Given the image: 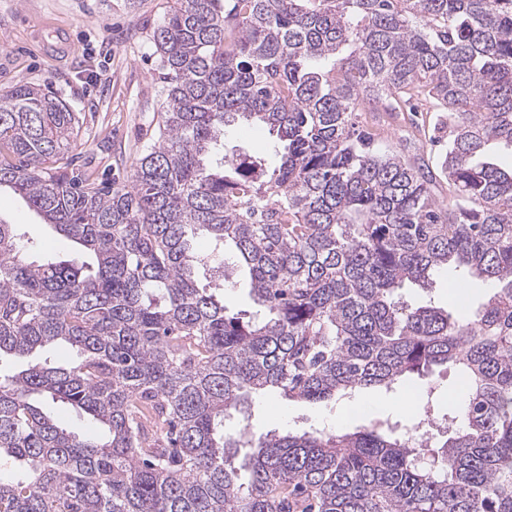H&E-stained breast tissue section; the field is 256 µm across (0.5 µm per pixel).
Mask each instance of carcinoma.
I'll return each instance as SVG.
<instances>
[{
    "label": "carcinoma",
    "instance_id": "obj_1",
    "mask_svg": "<svg viewBox=\"0 0 512 512\" xmlns=\"http://www.w3.org/2000/svg\"><path fill=\"white\" fill-rule=\"evenodd\" d=\"M152 39L162 125L129 185L76 173L62 99H0V189L80 246L32 260L0 223V512H512V167L491 157L512 151V0H173ZM430 99L443 206L353 122ZM237 116L276 135L275 166L218 153ZM213 266L246 269L261 313L199 287ZM448 268L494 294L461 318L399 298ZM59 344L76 358L3 368ZM448 363L464 396L426 439L224 434L247 393L325 400ZM43 408L60 423L76 432H85L91 426L88 417L86 415H80L72 407L61 403H53L50 400L43 403Z\"/></svg>",
    "mask_w": 512,
    "mask_h": 512
}]
</instances>
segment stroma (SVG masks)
<instances>
[{
	"label": "stroma",
	"mask_w": 512,
	"mask_h": 512,
	"mask_svg": "<svg viewBox=\"0 0 512 512\" xmlns=\"http://www.w3.org/2000/svg\"><path fill=\"white\" fill-rule=\"evenodd\" d=\"M168 0H0V93L14 86L36 84L64 100L79 118L80 132L69 151L76 168L98 179L118 176L130 181L137 160L158 135L164 102L159 79V56L152 32L161 22ZM63 36L70 53L46 56L42 41ZM439 115L435 112L400 113L380 127L378 139L391 150L401 151L402 131L422 126L425 138L415 152L430 166H437ZM276 138L268 129L238 121L224 130L225 153H243L275 164ZM0 220L20 225L27 238L48 243L55 257L68 258L75 243L54 232L24 204L19 195L0 191ZM493 293L490 283L461 282L451 271L436 275L430 289L405 285L400 295L412 306L427 303L457 315L475 309ZM453 368L439 367L423 379L401 382L392 389L372 387L365 396L377 399L374 412L336 423V411L344 397L320 402L275 398L249 399L243 413L224 423V431L247 428L256 437L275 430L300 433L311 429L342 427L355 432L372 426L396 427L406 423L426 403L438 412L448 409V395L455 390Z\"/></svg>",
	"instance_id": "stroma-1"
}]
</instances>
